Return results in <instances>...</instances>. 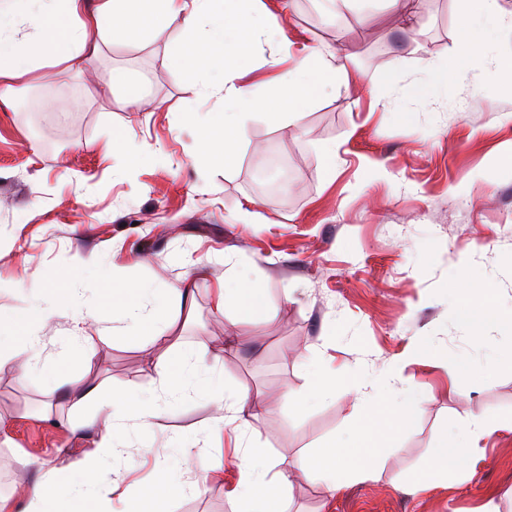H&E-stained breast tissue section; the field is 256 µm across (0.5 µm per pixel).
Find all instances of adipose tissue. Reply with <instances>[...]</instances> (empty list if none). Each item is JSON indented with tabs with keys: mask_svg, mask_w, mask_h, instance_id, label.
I'll use <instances>...</instances> for the list:
<instances>
[{
	"mask_svg": "<svg viewBox=\"0 0 512 512\" xmlns=\"http://www.w3.org/2000/svg\"><path fill=\"white\" fill-rule=\"evenodd\" d=\"M245 1L248 0H97L94 9L89 10L84 0H28L27 16L40 36L38 41L21 45L7 34L15 16L16 0H0V100L11 99L17 81L37 68L44 57L78 70L98 54L101 43L141 41L153 24L186 30L198 28L201 36L176 45L173 55L197 79L198 95H223L225 113L194 120L193 135L203 159L228 164L242 136L244 112L258 104L246 79L253 48L266 32V20L272 17L264 0H249L253 3L249 9L245 8ZM478 6L480 21L466 17L459 24L461 53L440 65L430 83L418 85L419 93L447 84L451 73L487 58L492 61L485 70L487 77L512 92V55L494 54L486 27L497 16L498 0H478ZM269 65L275 70L266 82L269 117L281 128L298 124L317 95L327 91L348 92L361 82L360 72L349 65L340 49L330 45L292 47L285 57H271ZM98 263V255H76L52 287L40 289L37 303L30 311L0 313V324L8 325L14 339L13 345L0 347V372L14 368L18 359H31L38 349L39 330L66 304L79 307L73 317V332L75 342L84 349L83 367L96 368L92 335L98 329L100 316L96 305L83 303L77 295V286L84 284L92 293H105L113 320L120 323L124 335L136 337L140 350L148 353L166 346L165 355L154 366L168 395H176L200 381L214 384V377L205 374L191 352L168 347L170 324L165 311L144 304L152 292L151 286L126 283L116 275L111 288H104L102 283L88 279L89 271ZM461 292L465 298L460 311L464 322L478 329L494 321L512 329V310L501 309L485 285L466 283ZM264 302L263 290L249 284L235 288L221 285L214 291L216 311L231 306L243 320L257 317ZM343 377L351 379L362 399L373 405V412L355 427L353 447L332 442L301 454L297 460L301 475L333 493L350 481L370 478L381 458L389 454L385 441L395 432L409 430L418 411L414 399H397L358 363L317 367L313 390L333 393ZM70 397L78 405L93 404L99 413L98 418L86 423L93 431L90 448L68 464L71 481H60L54 468L37 464L34 480L18 495L0 497V512H83L82 504L73 503V495L99 501L117 492L108 465L123 444L119 430L124 420L147 422L160 407L157 400L139 392L117 393L101 385L87 391L73 390ZM498 429L497 423L472 420L460 434L438 442L431 450L430 467L412 479L411 492L447 485L450 472L475 467L482 459L480 441ZM246 455L248 460L240 464L239 477L227 495L243 502L246 512H272L275 497L290 489L291 475L284 470L272 473L266 467L255 466V459L263 455L261 449H248Z\"/></svg>",
	"mask_w": 512,
	"mask_h": 512,
	"instance_id": "obj_1",
	"label": "adipose tissue"
}]
</instances>
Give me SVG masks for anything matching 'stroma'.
I'll return each instance as SVG.
<instances>
[{
  "label": "stroma",
  "instance_id": "obj_1",
  "mask_svg": "<svg viewBox=\"0 0 512 512\" xmlns=\"http://www.w3.org/2000/svg\"><path fill=\"white\" fill-rule=\"evenodd\" d=\"M268 3L293 17L284 40L338 46L362 82L320 95L285 129L255 111L231 165L204 164L185 125L188 115L223 111L224 100L199 98L168 62L169 46L184 36L177 28L135 46L102 44L78 72L46 63L10 104L0 103V311L32 305L36 289L50 287L79 252H100L110 268L161 288L184 287L203 270L191 307L167 302L170 341L219 377L216 394L247 386L263 405L234 433L215 429L208 395L162 396L153 447L135 443L137 427L128 424L132 441L112 461V480L134 498H143L160 452L174 482L198 480L180 441L195 444L224 478L172 499L170 512H235L226 494L238 478L234 437L288 465L326 441H349L372 406L348 382L335 395L310 396L314 364L332 359L362 362L392 390L411 392L416 425L393 436L395 453L375 477L339 494L294 478L285 512H475L490 499L512 512L508 431L484 441L476 469L444 487L406 491L438 440L475 417L512 420V332L493 322L476 332L458 317V288L469 281L512 307V240L504 237L512 229V97L474 66L429 99L415 93L414 80L458 52L465 0H410L407 32L393 28L386 0H364L357 13L332 0ZM418 39L425 53H415ZM115 67L162 111H129L121 89L106 90ZM374 96L382 107L371 114ZM61 99L78 111L58 118L49 105ZM117 130L149 144L151 156L133 166L105 154ZM332 143L339 168L330 182L320 148ZM271 155L288 166V187L274 195L258 178ZM234 278L266 289L257 320L237 324L232 310H215V285ZM71 330L70 311H61L28 370L0 372V477L9 487L34 478L33 461L62 471L87 446L72 427L93 406L73 405L53 380L81 387L104 379L117 390L160 394L151 358L126 337L95 339L103 374L84 373L76 358L62 361ZM448 360L473 370L449 380ZM293 394L305 396L302 408L291 404Z\"/></svg>",
  "mask_w": 512,
  "mask_h": 512
}]
</instances>
